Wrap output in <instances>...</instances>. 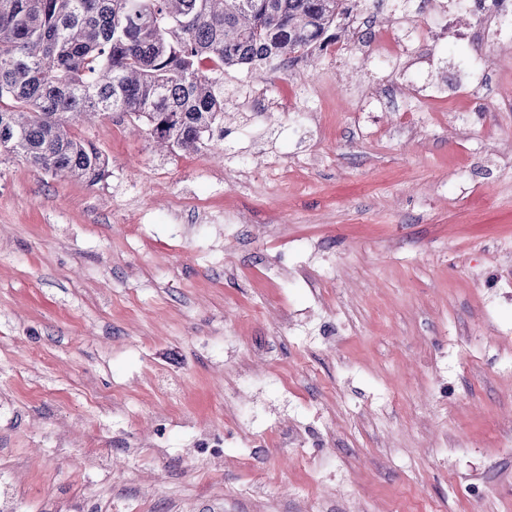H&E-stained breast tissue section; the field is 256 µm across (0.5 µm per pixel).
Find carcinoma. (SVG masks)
I'll list each match as a JSON object with an SVG mask.
<instances>
[{"label":"carcinoma","mask_w":512,"mask_h":512,"mask_svg":"<svg viewBox=\"0 0 512 512\" xmlns=\"http://www.w3.org/2000/svg\"><path fill=\"white\" fill-rule=\"evenodd\" d=\"M346 2L0 0V154L94 185L106 160L75 129L117 112L197 152L224 139V70L292 67L336 41Z\"/></svg>","instance_id":"obj_1"}]
</instances>
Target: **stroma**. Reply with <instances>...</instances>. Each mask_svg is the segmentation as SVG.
<instances>
[{"label":"stroma","instance_id":"stroma-1","mask_svg":"<svg viewBox=\"0 0 512 512\" xmlns=\"http://www.w3.org/2000/svg\"><path fill=\"white\" fill-rule=\"evenodd\" d=\"M441 2L356 0L427 39L388 85L225 72L199 152L0 156V512H512V45L473 83Z\"/></svg>","mask_w":512,"mask_h":512}]
</instances>
